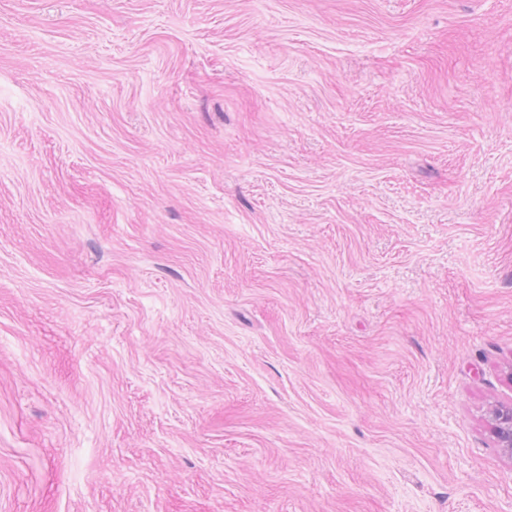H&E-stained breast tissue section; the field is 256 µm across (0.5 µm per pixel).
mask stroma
Wrapping results in <instances>:
<instances>
[{
    "instance_id": "stroma-1",
    "label": "stroma",
    "mask_w": 512,
    "mask_h": 512,
    "mask_svg": "<svg viewBox=\"0 0 512 512\" xmlns=\"http://www.w3.org/2000/svg\"><path fill=\"white\" fill-rule=\"evenodd\" d=\"M512 0H0V512H512ZM497 445L504 453H512V401L495 405L487 419Z\"/></svg>"
}]
</instances>
